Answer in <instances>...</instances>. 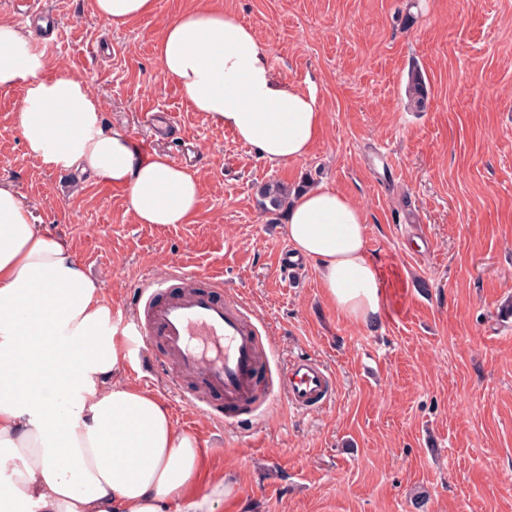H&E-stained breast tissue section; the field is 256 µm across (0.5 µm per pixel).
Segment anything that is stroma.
<instances>
[{"mask_svg":"<svg viewBox=\"0 0 512 512\" xmlns=\"http://www.w3.org/2000/svg\"><path fill=\"white\" fill-rule=\"evenodd\" d=\"M32 3L60 22L52 44L28 24L54 70L88 83L105 129L196 171L200 204L187 224L134 223L127 188L27 151L18 87L0 89V184L113 310L146 275L211 274L251 306L273 360L304 351L335 380L330 405L282 400L223 427L173 398L174 368L127 361L129 383L235 485L215 512H512V0H155L119 27L92 0H0V19L23 23ZM202 5L236 14L276 75L315 94L324 129L306 158L270 168L162 76V27ZM414 67L431 89L423 112L405 95ZM272 181L324 184L365 211L380 323L337 317L312 260L281 275L284 220L258 196Z\"/></svg>","mask_w":512,"mask_h":512,"instance_id":"1","label":"stroma"}]
</instances>
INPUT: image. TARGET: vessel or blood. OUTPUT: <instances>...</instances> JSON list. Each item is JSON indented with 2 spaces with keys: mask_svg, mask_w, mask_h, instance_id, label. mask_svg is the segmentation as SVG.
<instances>
[{
  "mask_svg": "<svg viewBox=\"0 0 512 512\" xmlns=\"http://www.w3.org/2000/svg\"><path fill=\"white\" fill-rule=\"evenodd\" d=\"M130 311L141 360L154 362L163 346L183 378L179 401L212 421L256 417L280 397L304 412L334 396L331 373L312 357L272 368L252 310L215 276L174 271L148 279L134 290Z\"/></svg>",
  "mask_w": 512,
  "mask_h": 512,
  "instance_id": "b4317fda",
  "label": "vessel or blood"
}]
</instances>
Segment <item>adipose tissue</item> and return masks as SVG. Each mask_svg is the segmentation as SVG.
<instances>
[{"label":"adipose tissue","mask_w":512,"mask_h":512,"mask_svg":"<svg viewBox=\"0 0 512 512\" xmlns=\"http://www.w3.org/2000/svg\"><path fill=\"white\" fill-rule=\"evenodd\" d=\"M155 53L189 107L265 164L309 154L323 125L314 94L275 76L267 46L236 14L184 12L163 26ZM49 67L23 27L0 20V89L25 90L16 124L28 152L126 187L136 223H189L196 172L106 130L85 81ZM285 233L296 255L315 262L338 315L359 326L382 320L380 268L354 201L306 189L288 207ZM127 356L99 282L0 184V472L11 473L14 500L38 512H214L234 494L208 474L198 439L127 382Z\"/></svg>","instance_id":"adipose-tissue-1"}]
</instances>
